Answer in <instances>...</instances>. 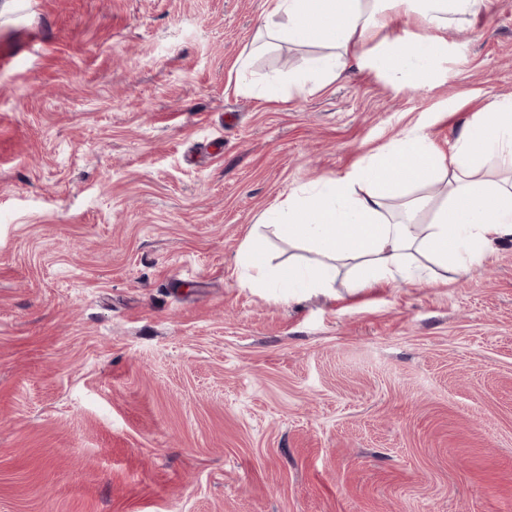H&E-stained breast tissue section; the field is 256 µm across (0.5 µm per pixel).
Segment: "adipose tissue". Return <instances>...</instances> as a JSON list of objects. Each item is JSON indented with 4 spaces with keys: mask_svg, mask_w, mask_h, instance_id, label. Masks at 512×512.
Returning <instances> with one entry per match:
<instances>
[{
    "mask_svg": "<svg viewBox=\"0 0 512 512\" xmlns=\"http://www.w3.org/2000/svg\"><path fill=\"white\" fill-rule=\"evenodd\" d=\"M480 0H267L269 38L328 48L310 71L333 79L348 65L381 68L395 78L424 77L448 52L453 15H472ZM414 19L430 38L398 33L377 38L394 20ZM512 167V102L493 104L467 121L454 151L440 152L421 129L359 158L353 170L321 186L277 200L268 211L279 236L324 257L320 267L281 270L241 247L246 280L255 288H332L337 264L352 263L354 287L447 282L452 271L481 266L496 244L512 240V184L482 175L484 158ZM443 184L440 197L425 194Z\"/></svg>",
    "mask_w": 512,
    "mask_h": 512,
    "instance_id": "obj_1",
    "label": "adipose tissue"
}]
</instances>
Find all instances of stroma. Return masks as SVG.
<instances>
[{
    "instance_id": "35a3bbf8",
    "label": "stroma",
    "mask_w": 512,
    "mask_h": 512,
    "mask_svg": "<svg viewBox=\"0 0 512 512\" xmlns=\"http://www.w3.org/2000/svg\"><path fill=\"white\" fill-rule=\"evenodd\" d=\"M266 0H0V512H512V241L447 283L252 288L276 199L512 99V0L435 73L257 50Z\"/></svg>"
}]
</instances>
